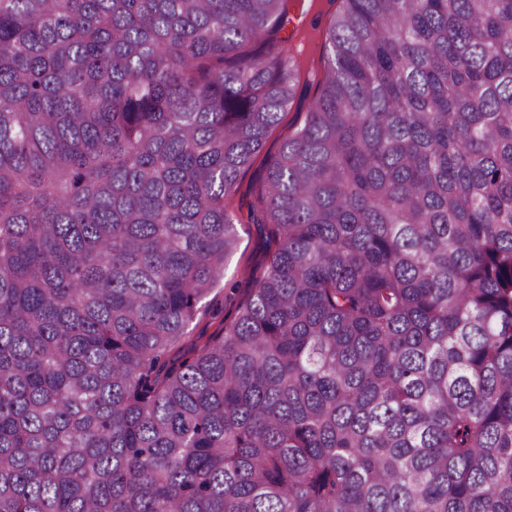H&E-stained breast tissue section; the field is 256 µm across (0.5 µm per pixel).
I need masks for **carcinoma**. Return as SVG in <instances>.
<instances>
[{
	"instance_id": "cac0c4a2",
	"label": "carcinoma",
	"mask_w": 512,
	"mask_h": 512,
	"mask_svg": "<svg viewBox=\"0 0 512 512\" xmlns=\"http://www.w3.org/2000/svg\"><path fill=\"white\" fill-rule=\"evenodd\" d=\"M287 2L0 0V512H512V0H341L192 335ZM341 8L340 0H289L287 18L276 37L299 52L301 87L308 80L312 89L307 96L296 98L280 122L268 135L265 147L254 164L241 174L236 191L229 203L238 229L235 254L224 270V280L210 299L223 310L217 318L208 313L199 314L192 326L195 336H212L220 328L222 316L228 317L237 303L243 300L254 281L265 272L274 249L265 232L256 224H247L248 211L253 204L258 186L266 174L268 160L276 155L281 145L292 135L296 124L307 111L316 80L321 76L322 32ZM300 14V24L292 27L290 21ZM317 79L314 81V76ZM234 288V289H231Z\"/></svg>"
}]
</instances>
